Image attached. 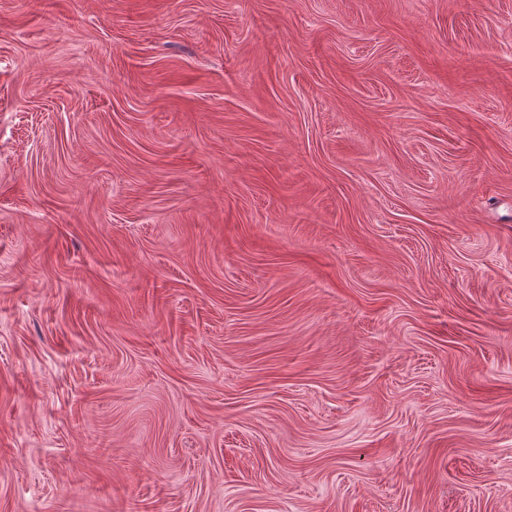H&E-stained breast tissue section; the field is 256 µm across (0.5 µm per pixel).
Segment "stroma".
Here are the masks:
<instances>
[{
	"mask_svg": "<svg viewBox=\"0 0 512 512\" xmlns=\"http://www.w3.org/2000/svg\"><path fill=\"white\" fill-rule=\"evenodd\" d=\"M0 0V512H512V0Z\"/></svg>",
	"mask_w": 512,
	"mask_h": 512,
	"instance_id": "35a3bbf8",
	"label": "stroma"
}]
</instances>
